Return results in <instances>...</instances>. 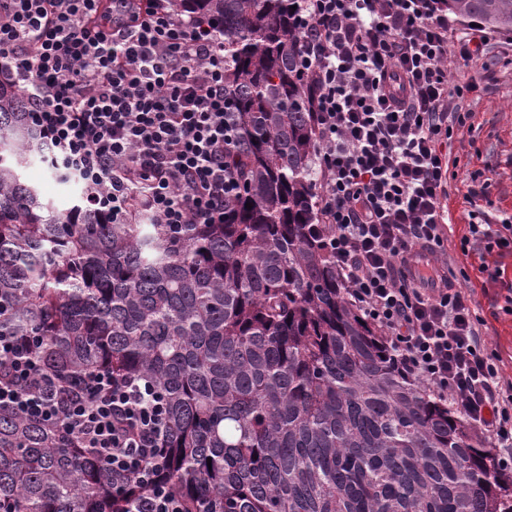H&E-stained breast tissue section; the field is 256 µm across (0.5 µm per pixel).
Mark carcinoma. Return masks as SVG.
<instances>
[{
  "label": "carcinoma",
  "mask_w": 512,
  "mask_h": 512,
  "mask_svg": "<svg viewBox=\"0 0 512 512\" xmlns=\"http://www.w3.org/2000/svg\"><path fill=\"white\" fill-rule=\"evenodd\" d=\"M173 2L224 20L241 194L222 224L60 213L22 180L42 145L0 81V334L49 369L149 381L167 405L161 479L187 512H512V473L397 371L318 242L299 0ZM444 2L512 34V0ZM145 492L0 407V512H128Z\"/></svg>",
  "instance_id": "obj_1"
}]
</instances>
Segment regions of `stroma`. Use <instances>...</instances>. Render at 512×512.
I'll list each match as a JSON object with an SVG mask.
<instances>
[{
  "label": "stroma",
  "instance_id": "stroma-1",
  "mask_svg": "<svg viewBox=\"0 0 512 512\" xmlns=\"http://www.w3.org/2000/svg\"><path fill=\"white\" fill-rule=\"evenodd\" d=\"M500 41L490 42L482 63L466 68L449 63L454 83L465 86L463 104L472 114V130L453 135L449 162L448 209L445 227L446 248L458 279L475 301L483 322L482 334L488 348L498 357L506 378H512V247L485 251L473 244L462 249L460 241L472 223L512 225V64L508 63ZM482 172L490 182L486 199L479 208L470 204L471 176ZM24 180L37 187L41 196L60 211L81 201V186L66 179L44 158L34 157L23 171ZM444 257V258H447ZM444 258L431 257L432 265ZM501 267V278L491 279L482 265Z\"/></svg>",
  "mask_w": 512,
  "mask_h": 512
}]
</instances>
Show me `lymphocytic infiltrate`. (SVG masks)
<instances>
[{
	"instance_id": "1",
	"label": "lymphocytic infiltrate",
	"mask_w": 512,
	"mask_h": 512,
	"mask_svg": "<svg viewBox=\"0 0 512 512\" xmlns=\"http://www.w3.org/2000/svg\"><path fill=\"white\" fill-rule=\"evenodd\" d=\"M299 61L316 120L323 244L351 302L399 355L402 371L451 399L512 471V379L481 337L444 247L448 141L471 118L449 59L469 66L490 38L457 28L443 0H301ZM0 76L25 95L52 165L86 205L156 224H220L239 184L226 156L236 127L224 101V24L171 0H0ZM0 406L57 424L67 445L135 477L129 512H184L159 481L166 420L145 381L100 369L44 372L0 336Z\"/></svg>"
}]
</instances>
